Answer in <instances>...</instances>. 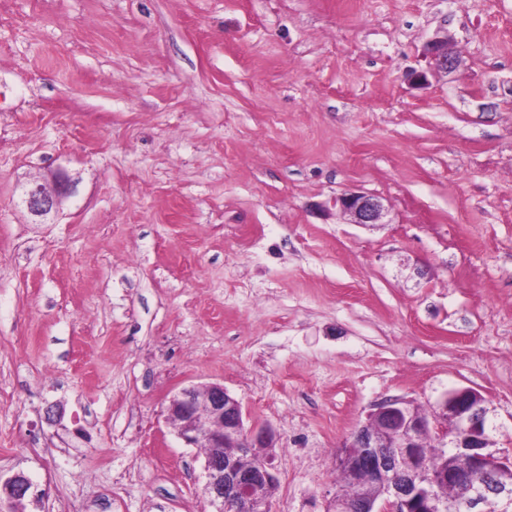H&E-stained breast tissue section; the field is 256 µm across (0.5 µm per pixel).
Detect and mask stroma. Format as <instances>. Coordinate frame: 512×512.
<instances>
[{
    "label": "stroma",
    "instance_id": "obj_1",
    "mask_svg": "<svg viewBox=\"0 0 512 512\" xmlns=\"http://www.w3.org/2000/svg\"><path fill=\"white\" fill-rule=\"evenodd\" d=\"M211 382L276 435L273 512L388 399L474 388L512 451V0H0V476L211 512L166 413ZM427 54L430 60L433 62L435 68L451 71L456 66V57L453 52L448 48L447 39H436L432 41L428 46ZM57 186L58 191L52 193L43 186L36 185L25 191L23 203L35 215H46L58 204L60 193H67L70 190L69 180L65 176L58 178ZM351 217L352 223L372 226L383 224L385 208L382 202L373 195L362 192H347L336 198V205Z\"/></svg>",
    "mask_w": 512,
    "mask_h": 512
}]
</instances>
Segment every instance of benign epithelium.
I'll return each mask as SVG.
<instances>
[{
  "label": "benign epithelium",
  "mask_w": 512,
  "mask_h": 512,
  "mask_svg": "<svg viewBox=\"0 0 512 512\" xmlns=\"http://www.w3.org/2000/svg\"><path fill=\"white\" fill-rule=\"evenodd\" d=\"M427 54L435 68L451 71L456 57L448 40L436 39ZM58 191L36 185L25 191L23 203L36 215L49 213L58 197L70 190L69 180H57ZM352 223H382L385 208L373 195L347 192L336 198ZM481 393L470 387L444 394L432 416L420 414L402 399L382 402L351 434L336 464L353 482L375 490L371 497L336 494L325 512H512V453L495 448ZM167 419L174 423L184 443L207 449L203 493L212 512H224V503L242 497L251 512H271L269 493L277 483L272 456L275 434L267 426L247 424L240 400L221 383L192 385L170 401ZM431 437L451 449V461L437 469L429 465L423 439ZM235 448L254 462L243 467L224 449ZM31 481L17 473L0 481V495L10 503L23 502ZM466 488L461 503L437 494L440 487Z\"/></svg>",
  "instance_id": "benign-epithelium-1"
}]
</instances>
